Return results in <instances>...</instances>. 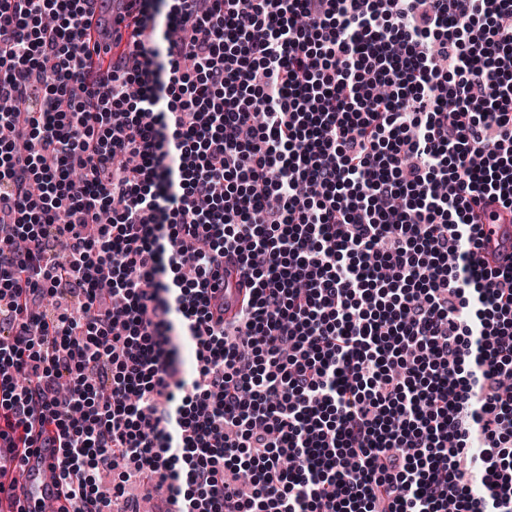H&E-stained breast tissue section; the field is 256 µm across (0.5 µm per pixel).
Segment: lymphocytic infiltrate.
I'll return each mask as SVG.
<instances>
[{
	"label": "lymphocytic infiltrate",
	"instance_id": "1",
	"mask_svg": "<svg viewBox=\"0 0 512 512\" xmlns=\"http://www.w3.org/2000/svg\"><path fill=\"white\" fill-rule=\"evenodd\" d=\"M95 2L0 0V440L62 442L73 512L102 463L174 512H512V0H170L104 96ZM239 282V278L230 265L224 273V320H230L250 299V290Z\"/></svg>",
	"mask_w": 512,
	"mask_h": 512
}]
</instances>
